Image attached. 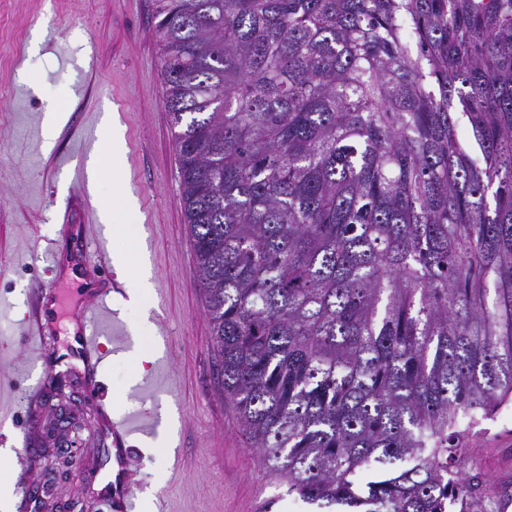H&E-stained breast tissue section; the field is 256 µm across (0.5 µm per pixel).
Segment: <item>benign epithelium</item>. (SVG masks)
I'll return each mask as SVG.
<instances>
[{"mask_svg": "<svg viewBox=\"0 0 512 512\" xmlns=\"http://www.w3.org/2000/svg\"><path fill=\"white\" fill-rule=\"evenodd\" d=\"M52 398L56 403L52 405L51 415L44 427L40 456L47 461V466L53 469L56 477L66 479L71 474L74 456L86 444L84 433L91 431V425L88 418L80 421L74 414L79 391L55 392ZM36 493L49 500L52 512H76L78 507L81 512H90L89 502L82 498L62 501L52 497L45 483L36 485Z\"/></svg>", "mask_w": 512, "mask_h": 512, "instance_id": "7a95c632", "label": "benign epithelium"}]
</instances>
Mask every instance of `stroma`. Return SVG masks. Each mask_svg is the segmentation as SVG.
Returning <instances> with one entry per match:
<instances>
[{"label":"stroma","instance_id":"obj_1","mask_svg":"<svg viewBox=\"0 0 512 512\" xmlns=\"http://www.w3.org/2000/svg\"><path fill=\"white\" fill-rule=\"evenodd\" d=\"M0 485L36 482V452L48 420L53 356L73 337L60 318L46 342L24 320L31 293L53 284L77 306L88 298L78 279L55 271L52 246L72 244L78 263L131 259L150 290L119 303L126 285L108 290L105 313L90 330L104 354L102 389L85 371L69 383L82 393L94 442L77 456L74 478L55 495L87 498L109 512L93 486L101 467L98 435L106 421L132 428L125 445L134 512H317L279 496L224 395L189 228L180 195L177 151L163 104L160 51L151 0H0ZM66 122L50 129L49 115ZM117 119L123 135L104 127ZM110 160L89 181L91 156ZM111 206L116 230L100 222ZM149 362H141V353ZM466 448L487 479L486 504L512 512V402L466 432Z\"/></svg>","mask_w":512,"mask_h":512}]
</instances>
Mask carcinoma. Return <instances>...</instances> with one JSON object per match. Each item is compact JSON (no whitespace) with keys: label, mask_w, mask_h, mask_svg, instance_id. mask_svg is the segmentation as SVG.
<instances>
[{"label":"carcinoma","mask_w":512,"mask_h":512,"mask_svg":"<svg viewBox=\"0 0 512 512\" xmlns=\"http://www.w3.org/2000/svg\"><path fill=\"white\" fill-rule=\"evenodd\" d=\"M152 2L224 394L270 480L479 512L460 422L512 400V0Z\"/></svg>","instance_id":"obj_1"}]
</instances>
